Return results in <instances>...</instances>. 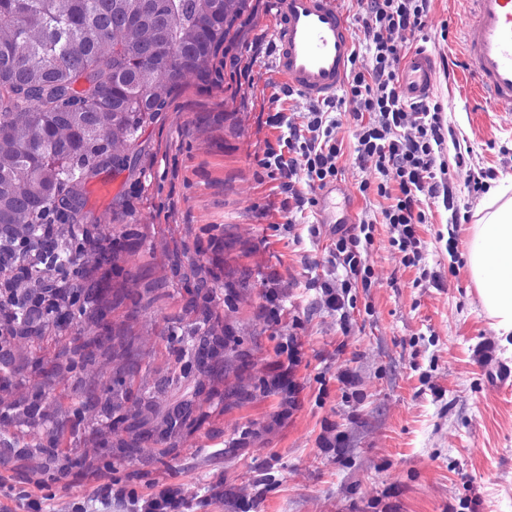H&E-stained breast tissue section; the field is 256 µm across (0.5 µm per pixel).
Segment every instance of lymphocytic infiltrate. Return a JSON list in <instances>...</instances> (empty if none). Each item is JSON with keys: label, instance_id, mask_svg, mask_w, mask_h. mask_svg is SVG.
Instances as JSON below:
<instances>
[{"label": "lymphocytic infiltrate", "instance_id": "lymphocytic-infiltrate-1", "mask_svg": "<svg viewBox=\"0 0 512 512\" xmlns=\"http://www.w3.org/2000/svg\"><path fill=\"white\" fill-rule=\"evenodd\" d=\"M428 2L359 0L356 22L364 31L370 64L355 72L338 100L339 107L350 109L359 122L360 159H374L381 176L396 179L400 194L395 204L383 210L382 221L398 228L399 236L392 245L406 257L417 252L414 227L425 221V203L448 190L437 178L444 142L440 109L427 102L406 104L396 70L409 37L425 27ZM338 125V120L314 113L309 123L311 135L301 143L302 158L278 154L275 167L288 178L295 176L300 164L305 165L311 180L324 183L335 177L340 148L333 132ZM27 294L14 269L0 267V329H7L11 336H25L40 319L35 312L20 321L13 318V302Z\"/></svg>", "mask_w": 512, "mask_h": 512}]
</instances>
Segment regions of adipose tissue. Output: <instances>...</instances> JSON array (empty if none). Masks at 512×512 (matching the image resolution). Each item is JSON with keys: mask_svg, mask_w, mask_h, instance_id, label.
Here are the masks:
<instances>
[{"mask_svg": "<svg viewBox=\"0 0 512 512\" xmlns=\"http://www.w3.org/2000/svg\"><path fill=\"white\" fill-rule=\"evenodd\" d=\"M487 212L467 243L471 278L489 315L503 334L512 333V186L491 191Z\"/></svg>", "mask_w": 512, "mask_h": 512, "instance_id": "obj_1", "label": "adipose tissue"}]
</instances>
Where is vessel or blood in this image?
Wrapping results in <instances>:
<instances>
[{"instance_id": "b4317fda", "label": "vessel or blood", "mask_w": 512, "mask_h": 512, "mask_svg": "<svg viewBox=\"0 0 512 512\" xmlns=\"http://www.w3.org/2000/svg\"><path fill=\"white\" fill-rule=\"evenodd\" d=\"M275 70L289 89L324 100L340 89L353 55L351 34L334 0H276ZM461 34L472 79L493 106L512 112V0H468ZM437 63L427 51L404 61L407 102L429 98Z\"/></svg>"}]
</instances>
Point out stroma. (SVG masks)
Wrapping results in <instances>:
<instances>
[{"label": "stroma", "instance_id": "1", "mask_svg": "<svg viewBox=\"0 0 512 512\" xmlns=\"http://www.w3.org/2000/svg\"><path fill=\"white\" fill-rule=\"evenodd\" d=\"M467 0H430L426 26L407 46L438 60L431 102L441 108V159L449 200L430 201L416 225L422 258L408 265L391 245L381 212L399 190L358 158V129L345 114L334 136L338 173L327 186L298 170L296 197L268 168L291 129L311 112H332L289 90L275 74L274 0H249L240 24L212 61L209 78L188 76L165 111L117 145L129 168L89 181L81 229L100 243L133 234L129 277L116 282L97 251L81 262L91 310L126 321L135 406L144 426L184 389L176 385L172 336L232 328L240 394L223 374L205 377L195 398L203 423L132 458L110 453L119 436L90 389L115 364L100 356L81 377L51 368L65 346L103 334L82 316L64 328L37 326L14 340L6 406L44 382V406L66 423L82 405L65 447L84 467L44 482L30 452L42 432L1 422L0 512H147L163 488L178 489L181 512H512V387L491 380L483 346L512 366V335L496 330L466 264L470 229L489 201L464 183L490 169L512 182V114L498 111L468 73L459 25ZM372 222L359 246L367 281L349 282L338 239ZM233 306H225L226 288ZM345 307L328 306V292ZM111 457L108 470L87 465Z\"/></svg>", "mask_w": 512, "mask_h": 512}]
</instances>
